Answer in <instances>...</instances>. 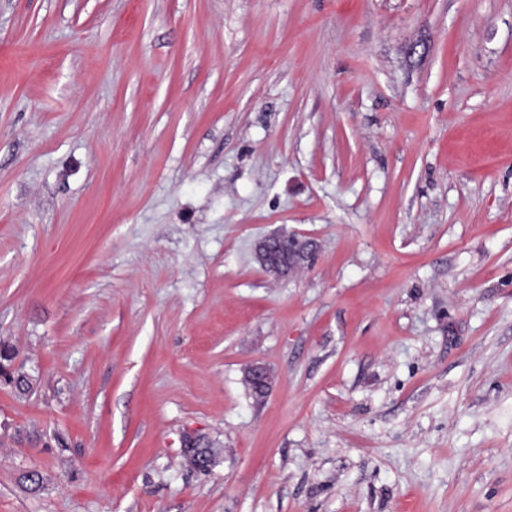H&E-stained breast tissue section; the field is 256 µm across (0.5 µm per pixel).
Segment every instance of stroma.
Returning <instances> with one entry per match:
<instances>
[{
	"label": "stroma",
	"instance_id": "stroma-1",
	"mask_svg": "<svg viewBox=\"0 0 512 512\" xmlns=\"http://www.w3.org/2000/svg\"><path fill=\"white\" fill-rule=\"evenodd\" d=\"M0 346V512H512V0H0ZM288 238L281 235H271L264 240L261 247L260 260L266 272L275 276L289 274L301 261L310 256L311 249H309V246L311 245L308 242L295 238L293 239L306 244L305 249L297 253H292L291 251H288V254L283 253L281 246ZM189 444L190 439L186 437L183 444V447H187L183 448V457L185 460L199 471H208L215 461L213 448L201 446L198 440H195L192 446H189Z\"/></svg>",
	"mask_w": 512,
	"mask_h": 512
}]
</instances>
